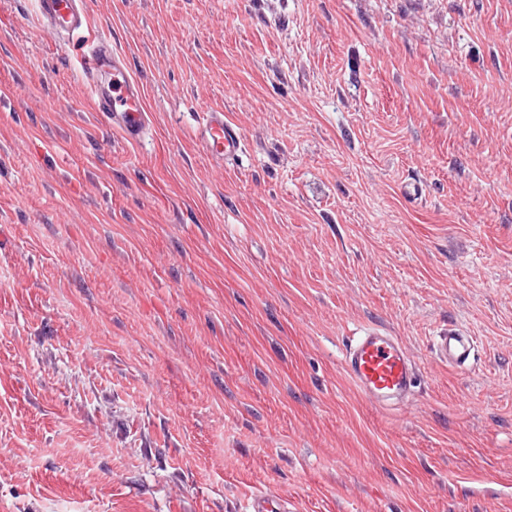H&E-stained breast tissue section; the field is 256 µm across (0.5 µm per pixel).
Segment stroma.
Segmentation results:
<instances>
[{"instance_id":"35a3bbf8","label":"stroma","mask_w":512,"mask_h":512,"mask_svg":"<svg viewBox=\"0 0 512 512\" xmlns=\"http://www.w3.org/2000/svg\"><path fill=\"white\" fill-rule=\"evenodd\" d=\"M85 6L138 144L0 0V512H512V0ZM375 327L415 363L396 410L342 368ZM203 115L202 147L207 154L234 159L243 152L244 137L239 128L224 119V112L207 110ZM433 349L441 362L453 368H461L469 362L474 346L467 336L448 329L437 336Z\"/></svg>"}]
</instances>
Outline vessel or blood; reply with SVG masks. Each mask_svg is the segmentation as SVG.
<instances>
[{"mask_svg":"<svg viewBox=\"0 0 512 512\" xmlns=\"http://www.w3.org/2000/svg\"><path fill=\"white\" fill-rule=\"evenodd\" d=\"M37 5L43 25L90 46L88 66L96 111L105 114L126 141L140 140L146 128L144 93L130 75L124 54L114 48L110 36L93 26L82 0H37ZM202 147L207 154L233 159L242 153L244 137L223 112L211 109L203 113ZM433 349L441 362L461 368L469 362L474 346L467 336L451 329L437 336ZM342 366L361 393L386 410L403 403L417 380L414 364L398 338L379 328L364 330L349 344Z\"/></svg>","mask_w":512,"mask_h":512,"instance_id":"obj_1","label":"vessel or blood"}]
</instances>
